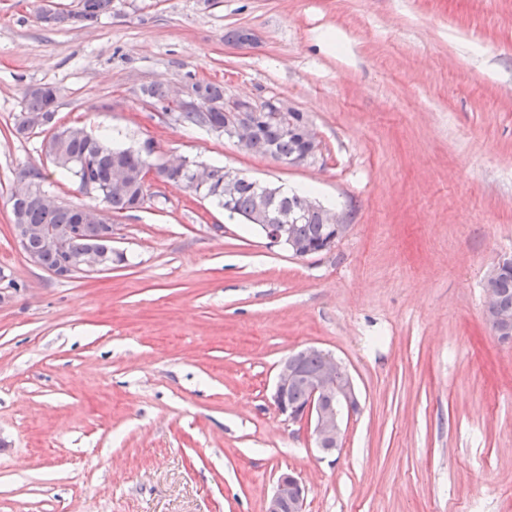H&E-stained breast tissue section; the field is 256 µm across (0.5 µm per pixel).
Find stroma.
<instances>
[{"instance_id": "obj_1", "label": "stroma", "mask_w": 512, "mask_h": 512, "mask_svg": "<svg viewBox=\"0 0 512 512\" xmlns=\"http://www.w3.org/2000/svg\"><path fill=\"white\" fill-rule=\"evenodd\" d=\"M0 0V512H263L281 472L306 512H512V342L485 275L512 256V0H113L94 26ZM248 28L254 43L227 31ZM194 81L281 99L320 146L299 167L147 109ZM56 120L152 141L151 163L213 165L312 195L346 235L299 259L202 194L153 182L112 216L123 262L60 279L29 261L9 197L42 174L16 133L25 88ZM313 346L361 410L336 456L278 415V364Z\"/></svg>"}]
</instances>
